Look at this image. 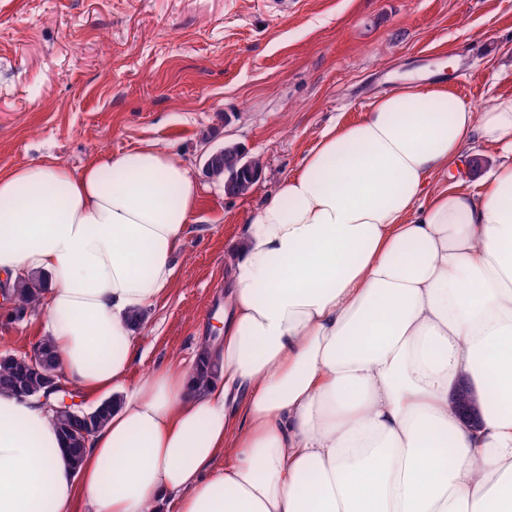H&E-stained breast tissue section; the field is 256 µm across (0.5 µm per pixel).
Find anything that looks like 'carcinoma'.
I'll use <instances>...</instances> for the list:
<instances>
[{
	"instance_id": "1",
	"label": "carcinoma",
	"mask_w": 512,
	"mask_h": 512,
	"mask_svg": "<svg viewBox=\"0 0 512 512\" xmlns=\"http://www.w3.org/2000/svg\"><path fill=\"white\" fill-rule=\"evenodd\" d=\"M232 146L226 145L222 156L218 157L211 166L210 176L224 181V193L228 196L245 194L253 184L255 176L252 170L261 166L255 161L253 168L242 170L227 180L224 165L230 163ZM14 303L5 309L6 319L19 320L27 310L39 302V289L30 279H18L11 285ZM36 362H31L29 356L14 354L0 355V390L8 389L24 395L46 393L50 390L55 376V368L59 358L55 348L47 338H42L35 346ZM116 400L112 397L103 400L98 407L91 411L90 417L78 414L73 409L58 410L54 413V423L64 441L65 450L74 465L82 462L85 454L86 436L103 427L112 416Z\"/></svg>"
}]
</instances>
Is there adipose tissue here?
I'll return each instance as SVG.
<instances>
[{
    "label": "adipose tissue",
    "mask_w": 512,
    "mask_h": 512,
    "mask_svg": "<svg viewBox=\"0 0 512 512\" xmlns=\"http://www.w3.org/2000/svg\"><path fill=\"white\" fill-rule=\"evenodd\" d=\"M478 143L508 161L445 187ZM197 205L150 143L0 175V280L41 281L71 386L120 387ZM226 262L223 342L199 347L217 375L147 374L81 465L41 397L0 390V512H512V96L394 88L322 132ZM454 406L459 416L469 426L474 428L479 426L481 420L479 403L472 389L467 385V381L459 386L455 394Z\"/></svg>",
    "instance_id": "obj_1"
}]
</instances>
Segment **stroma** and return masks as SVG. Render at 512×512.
<instances>
[{
    "label": "stroma",
    "instance_id": "1",
    "mask_svg": "<svg viewBox=\"0 0 512 512\" xmlns=\"http://www.w3.org/2000/svg\"><path fill=\"white\" fill-rule=\"evenodd\" d=\"M457 59L475 111L512 96V0H0V175L40 160L77 172L145 142L197 171L176 281L144 316L131 387L168 361L193 365L199 334L219 340L224 250L320 133ZM227 144L262 162L240 197L201 174ZM502 156L474 145L461 189L478 191ZM47 327L39 306L0 316V354H29Z\"/></svg>",
    "mask_w": 512,
    "mask_h": 512
}]
</instances>
